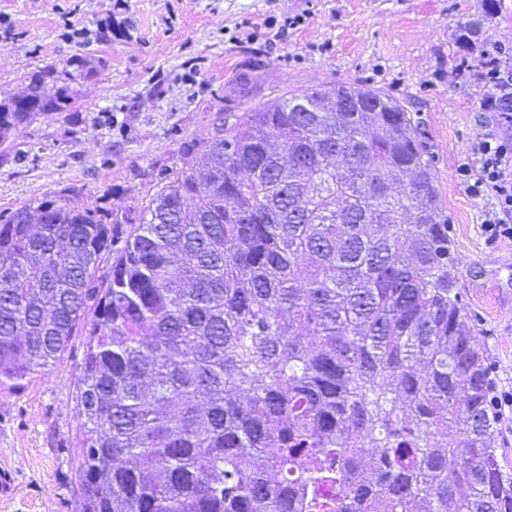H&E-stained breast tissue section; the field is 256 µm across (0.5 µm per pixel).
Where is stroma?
<instances>
[{
    "label": "stroma",
    "instance_id": "35a3bbf8",
    "mask_svg": "<svg viewBox=\"0 0 512 512\" xmlns=\"http://www.w3.org/2000/svg\"><path fill=\"white\" fill-rule=\"evenodd\" d=\"M476 19L479 42L512 45V0H0V99L40 74L61 102L0 141V210L58 198L119 214L155 173L188 167L185 145L224 113L344 82L381 90L421 119L460 299L492 394L512 392V241H487L489 204L458 176L497 127L479 54L458 39ZM82 342L0 387V512H82Z\"/></svg>",
    "mask_w": 512,
    "mask_h": 512
}]
</instances>
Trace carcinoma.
I'll list each match as a JSON object with an SVG mask.
<instances>
[{
    "instance_id": "carcinoma-1",
    "label": "carcinoma",
    "mask_w": 512,
    "mask_h": 512,
    "mask_svg": "<svg viewBox=\"0 0 512 512\" xmlns=\"http://www.w3.org/2000/svg\"><path fill=\"white\" fill-rule=\"evenodd\" d=\"M52 106L32 79L0 138ZM418 127L375 88L291 91L119 215L0 212V386L85 332L83 512H319L326 485L336 512H512Z\"/></svg>"
}]
</instances>
